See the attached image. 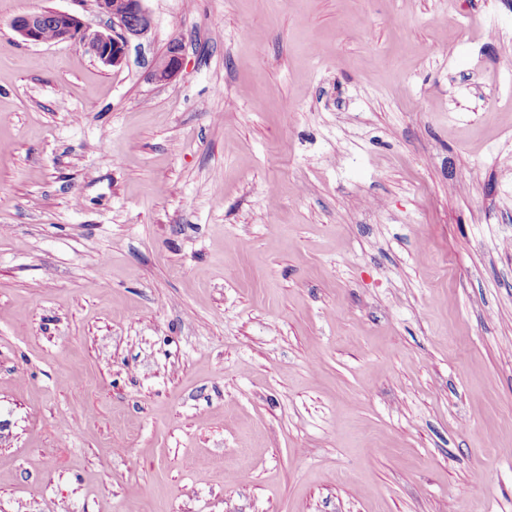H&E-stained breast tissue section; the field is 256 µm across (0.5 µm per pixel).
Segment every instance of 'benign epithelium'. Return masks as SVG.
Returning a JSON list of instances; mask_svg holds the SVG:
<instances>
[{
	"instance_id": "1",
	"label": "benign epithelium",
	"mask_w": 512,
	"mask_h": 512,
	"mask_svg": "<svg viewBox=\"0 0 512 512\" xmlns=\"http://www.w3.org/2000/svg\"><path fill=\"white\" fill-rule=\"evenodd\" d=\"M99 13L107 19L99 30L78 16L58 10L38 11L19 16L12 21L16 33L27 43L45 42L44 28L54 29L55 42H71L105 66L118 67L125 58L131 39L143 35L151 26V17L144 0H95ZM183 63V47L172 41L164 55L150 71L157 83L170 82Z\"/></svg>"
}]
</instances>
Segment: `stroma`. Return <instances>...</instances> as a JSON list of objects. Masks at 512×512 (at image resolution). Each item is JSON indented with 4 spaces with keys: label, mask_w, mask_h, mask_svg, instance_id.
<instances>
[{
    "label": "stroma",
    "mask_w": 512,
    "mask_h": 512,
    "mask_svg": "<svg viewBox=\"0 0 512 512\" xmlns=\"http://www.w3.org/2000/svg\"><path fill=\"white\" fill-rule=\"evenodd\" d=\"M144 6L0 0V512H512V0ZM99 13L108 22L102 29L92 26L78 16L58 10L38 11L15 18L12 27L27 43H43L52 38L55 42H72L104 66L118 67L125 58L126 48L132 38L143 35L151 26V17L144 7V0H95ZM183 63V47L173 40L164 55L158 59L150 71V77L157 83L170 82Z\"/></svg>",
    "instance_id": "1"
}]
</instances>
